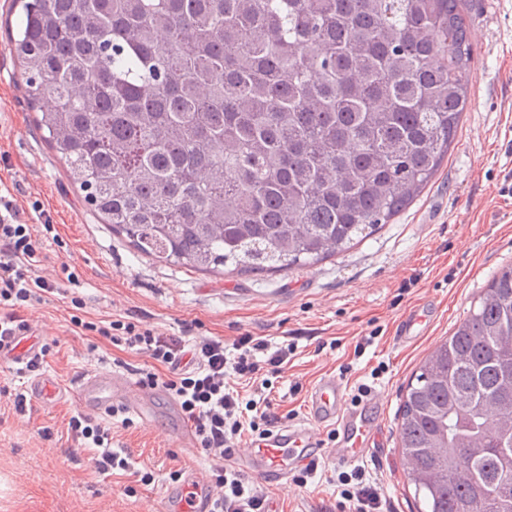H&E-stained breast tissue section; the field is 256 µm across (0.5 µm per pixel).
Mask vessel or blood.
I'll use <instances>...</instances> for the list:
<instances>
[{
	"mask_svg": "<svg viewBox=\"0 0 512 512\" xmlns=\"http://www.w3.org/2000/svg\"><path fill=\"white\" fill-rule=\"evenodd\" d=\"M38 351L32 336L0 340V363L25 364ZM29 390L34 399L49 404L63 396L60 383L48 376L34 378ZM80 408L109 413L122 405L146 418L154 411L152 393L127 376L91 372L82 376L73 392ZM374 399L348 403L343 383L334 376L321 377L307 396L308 423H283L267 436L250 444L240 461L245 473L260 482L277 487L287 483L302 467L327 457L351 465L366 456L367 449L378 447L383 432L376 415ZM213 495L207 480L189 472L182 484L166 497L164 512H212Z\"/></svg>",
	"mask_w": 512,
	"mask_h": 512,
	"instance_id": "1",
	"label": "vessel or blood"
}]
</instances>
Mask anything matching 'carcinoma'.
I'll return each mask as SVG.
<instances>
[{"instance_id":"1","label":"carcinoma","mask_w":512,"mask_h":512,"mask_svg":"<svg viewBox=\"0 0 512 512\" xmlns=\"http://www.w3.org/2000/svg\"><path fill=\"white\" fill-rule=\"evenodd\" d=\"M68 178L196 271L342 252L426 188L470 104L460 0H14ZM400 448L427 512H512V267L425 359Z\"/></svg>"}]
</instances>
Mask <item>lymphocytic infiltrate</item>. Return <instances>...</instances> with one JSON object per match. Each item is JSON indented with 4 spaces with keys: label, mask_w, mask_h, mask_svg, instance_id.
Instances as JSON below:
<instances>
[{
    "label": "lymphocytic infiltrate",
    "mask_w": 512,
    "mask_h": 512,
    "mask_svg": "<svg viewBox=\"0 0 512 512\" xmlns=\"http://www.w3.org/2000/svg\"><path fill=\"white\" fill-rule=\"evenodd\" d=\"M40 255L39 240L28 225L19 222L17 211L10 208L0 214V338L26 335L30 326L25 309L54 291L52 284L33 274ZM72 322L106 338L119 333L120 343L127 348L166 366L168 375L164 378L140 370V383L164 388L174 396L199 448L212 458L210 477L220 490L215 500L216 512H262V497L230 461L244 433L264 438L278 416L266 398L259 404L258 418L244 420L239 395L231 389L226 374L231 371L236 377L250 380L256 378L264 365L272 372H281L288 363L287 348H271L267 340L247 334L235 341L237 355L229 362L224 357V343L218 339L203 338L190 343L134 321L113 320L104 325L76 316ZM69 432L74 442L93 450L99 473L109 475L117 469L128 470L127 459L112 448L111 423L75 416L69 421ZM338 481L349 512H379L381 497L366 482L362 471L341 474Z\"/></svg>",
    "instance_id": "obj_1"
}]
</instances>
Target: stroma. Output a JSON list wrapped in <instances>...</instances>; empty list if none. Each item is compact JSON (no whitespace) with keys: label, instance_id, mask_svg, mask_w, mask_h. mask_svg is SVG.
<instances>
[{"label":"stroma","instance_id":"35a3bbf8","mask_svg":"<svg viewBox=\"0 0 512 512\" xmlns=\"http://www.w3.org/2000/svg\"><path fill=\"white\" fill-rule=\"evenodd\" d=\"M471 28L472 102L430 186L390 223L343 253L288 272L210 273L142 255L103 223L72 185L66 165L36 122L23 68L6 30L21 10L0 0V196L41 244L34 273L55 294L25 315L50 352L43 374L74 387L89 372L133 374L155 362L80 331L87 321L132 319L167 336L217 337L234 358L244 334L294 352L274 378L271 397L281 421H302L310 388L336 375L354 398L367 387L382 405L384 444L361 463L390 512H425L407 478L398 427L403 394L425 358L450 336L490 280L512 265V0H467ZM82 308H74L72 298ZM427 311L430 323L409 343L395 336L401 317ZM31 373L0 365V512H163L171 473H209L212 461L176 445L183 418L170 417L168 393L153 420H112V447L127 457L120 475L99 474L93 452L67 438L79 406L68 397L44 405L28 399ZM344 467L320 462L307 484L258 485L278 512H341ZM151 482H143L144 474Z\"/></svg>","mask_w":512,"mask_h":512}]
</instances>
